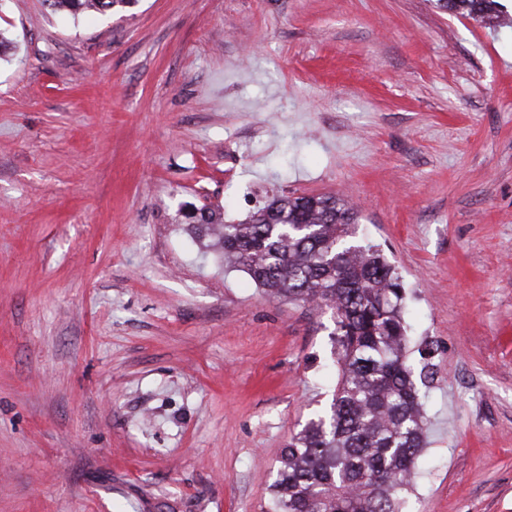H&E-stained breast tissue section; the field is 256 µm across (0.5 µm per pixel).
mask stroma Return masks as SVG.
Returning a JSON list of instances; mask_svg holds the SVG:
<instances>
[{"label": "stroma", "instance_id": "obj_1", "mask_svg": "<svg viewBox=\"0 0 512 512\" xmlns=\"http://www.w3.org/2000/svg\"><path fill=\"white\" fill-rule=\"evenodd\" d=\"M0 512H262L331 397L330 311L189 214L336 195L403 284L406 512H512V11L0 0ZM54 10L111 11L116 5L132 4V0H45Z\"/></svg>", "mask_w": 512, "mask_h": 512}]
</instances>
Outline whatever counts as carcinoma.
Masks as SVG:
<instances>
[{
    "label": "carcinoma",
    "instance_id": "cac0c4a2",
    "mask_svg": "<svg viewBox=\"0 0 512 512\" xmlns=\"http://www.w3.org/2000/svg\"><path fill=\"white\" fill-rule=\"evenodd\" d=\"M55 10L107 12L132 0H46ZM494 0H438L487 18ZM224 259L272 299L332 312L338 379L328 408L281 449L264 512H403L425 445L426 417L407 361L399 277L359 241L357 213L334 195H281L240 224L201 212Z\"/></svg>",
    "mask_w": 512,
    "mask_h": 512
}]
</instances>
